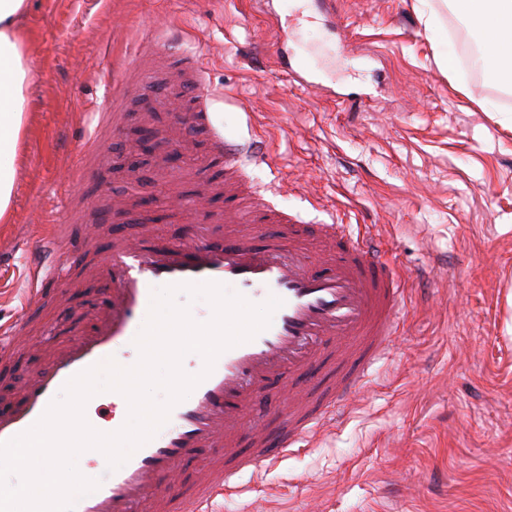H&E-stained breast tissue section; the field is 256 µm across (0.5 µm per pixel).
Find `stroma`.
<instances>
[{"label":"stroma","instance_id":"35a3bbf8","mask_svg":"<svg viewBox=\"0 0 512 512\" xmlns=\"http://www.w3.org/2000/svg\"><path fill=\"white\" fill-rule=\"evenodd\" d=\"M295 0H32L24 24L33 87L15 160L12 217L0 223V324L15 318L29 248L67 223L77 255L27 342L0 362V408L68 339L47 337L67 311L97 323L102 247L120 232L189 234L224 211L213 132L260 136L261 163L241 178L300 224L350 225L380 241L412 291L403 335L349 413L326 422L277 467L241 478L215 512H512V88L460 58L476 31L452 0H330L278 45ZM185 38L216 97L212 130H193L188 160L170 158V115L132 96L107 141L103 181L73 183L99 112L112 103V60L154 25ZM313 75L306 87L299 79ZM208 196L202 209L171 206ZM82 199L73 219L61 206ZM94 230L86 241L85 230Z\"/></svg>","mask_w":512,"mask_h":512}]
</instances>
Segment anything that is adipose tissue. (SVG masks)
<instances>
[{"instance_id": "adipose-tissue-1", "label": "adipose tissue", "mask_w": 512, "mask_h": 512, "mask_svg": "<svg viewBox=\"0 0 512 512\" xmlns=\"http://www.w3.org/2000/svg\"><path fill=\"white\" fill-rule=\"evenodd\" d=\"M459 10L487 30L480 60L503 85H512V0H455ZM30 0H0V157H15L24 133L33 83L21 25Z\"/></svg>"}]
</instances>
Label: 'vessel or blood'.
Wrapping results in <instances>:
<instances>
[{"label":"vessel or blood","mask_w":512,"mask_h":512,"mask_svg":"<svg viewBox=\"0 0 512 512\" xmlns=\"http://www.w3.org/2000/svg\"><path fill=\"white\" fill-rule=\"evenodd\" d=\"M171 43L168 30L157 29L132 59L113 64L119 89L111 110L100 113L80 161L69 169L71 179H97L105 172L108 157L99 142L120 133L129 94L152 91L155 110L165 111L166 91L147 88L143 62L168 54ZM185 73L199 106L174 114L173 123L190 131L210 125L213 91L202 81L198 58L186 59ZM213 149L230 179L244 158L264 153L261 142L242 144L219 134ZM275 220L287 225V241L262 242L257 232L242 231L228 185L223 240L197 233L170 243L122 237L109 249L98 269L105 292L96 326L74 334L32 376L16 403L0 411V441L29 429L83 370L110 358L125 368L136 364L134 340L157 283L214 281L248 301L275 296L282 304L270 327L222 352L191 398L176 404L157 434L108 472L96 490L79 497L74 512H210L212 501L232 490L242 472L273 468L320 424L344 412L349 394L363 388L374 365L390 357L389 343L399 333L397 312L408 294L396 267L370 238L350 233L344 224H325L328 248L320 268H313L296 246L300 225L289 223L284 212ZM71 262L59 231L42 239L30 258L28 306L48 296ZM26 323L22 314L0 325V345L21 344ZM276 378L286 406L277 430L270 432L257 427L252 414ZM243 438L249 443L244 453L238 449ZM205 451L208 467L186 488L181 465Z\"/></svg>","instance_id":"b4317fda"}]
</instances>
